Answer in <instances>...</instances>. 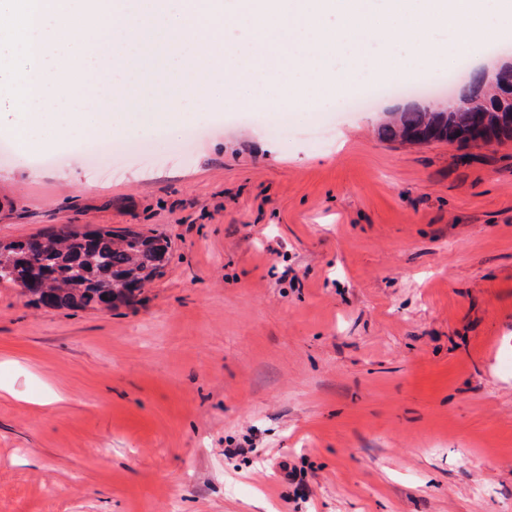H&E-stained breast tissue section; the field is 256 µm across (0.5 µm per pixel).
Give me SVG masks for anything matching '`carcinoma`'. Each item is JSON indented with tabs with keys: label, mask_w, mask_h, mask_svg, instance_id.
<instances>
[{
	"label": "carcinoma",
	"mask_w": 512,
	"mask_h": 512,
	"mask_svg": "<svg viewBox=\"0 0 512 512\" xmlns=\"http://www.w3.org/2000/svg\"><path fill=\"white\" fill-rule=\"evenodd\" d=\"M435 132L455 143L457 133L512 140V88L491 86L480 112H437L412 105L377 128L379 138L411 145L424 143ZM168 241L133 229L79 231L61 224L51 233L0 243V284L45 309L80 310L129 307L138 302L144 286L162 273Z\"/></svg>",
	"instance_id": "carcinoma-1"
}]
</instances>
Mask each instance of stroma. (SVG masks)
<instances>
[{
  "instance_id": "stroma-1",
  "label": "stroma",
  "mask_w": 512,
  "mask_h": 512,
  "mask_svg": "<svg viewBox=\"0 0 512 512\" xmlns=\"http://www.w3.org/2000/svg\"><path fill=\"white\" fill-rule=\"evenodd\" d=\"M409 101L0 156L1 241L170 243L131 307L0 286V512H512V141L380 139Z\"/></svg>"
}]
</instances>
